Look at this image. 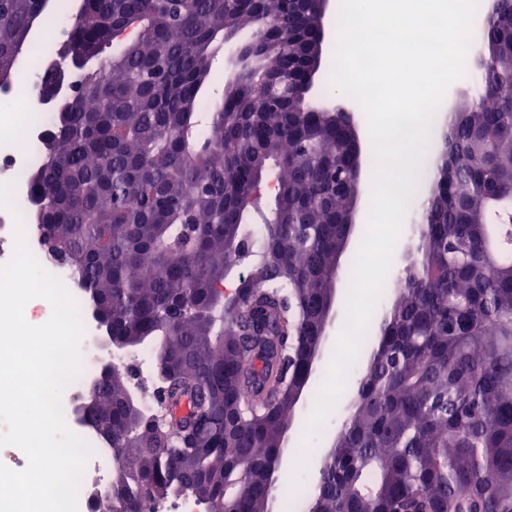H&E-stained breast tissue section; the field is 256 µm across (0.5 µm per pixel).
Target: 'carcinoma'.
Listing matches in <instances>:
<instances>
[{"label": "carcinoma", "instance_id": "obj_1", "mask_svg": "<svg viewBox=\"0 0 512 512\" xmlns=\"http://www.w3.org/2000/svg\"><path fill=\"white\" fill-rule=\"evenodd\" d=\"M48 0H0V87ZM60 53L81 61L31 177L44 237L112 337L149 344L160 414L97 377L84 409L119 457L109 512L152 488L268 512L285 436L309 388L359 191L334 112L307 99L321 60L311 0H83ZM494 92L459 110L416 189L419 258L363 340L351 411L303 512H512V249L491 250V196L512 197V0L487 19ZM246 61L199 131L213 42ZM119 42L117 55L105 50ZM274 208L259 209L267 163ZM249 261L232 293L231 269Z\"/></svg>", "mask_w": 512, "mask_h": 512}]
</instances>
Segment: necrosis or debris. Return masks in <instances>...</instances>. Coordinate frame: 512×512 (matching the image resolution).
<instances>
[{
    "mask_svg": "<svg viewBox=\"0 0 512 512\" xmlns=\"http://www.w3.org/2000/svg\"><path fill=\"white\" fill-rule=\"evenodd\" d=\"M58 22L50 40L43 45L42 68L28 72V91L21 92L7 87L0 90V182L14 185V197L21 214L20 220H13L11 214L0 210V263L7 261L13 250L15 222H22L28 247L41 266L58 277L70 296L76 301L86 346H93L99 329L85 302L84 292L77 274L70 268L46 258L43 248V233L34 220L35 204L30 192L32 173L41 162L40 146L51 127L49 118L52 107L38 95L47 70L58 62L55 51L57 41L64 38L73 12L72 0H53ZM94 379L91 365H83L82 372L64 391L62 410L67 427L81 438L91 449L85 476L84 488L78 495L77 512H90L89 487L106 486L116 460L108 443L93 429L81 423L74 414L75 407L82 401L86 390Z\"/></svg>",
    "mask_w": 512,
    "mask_h": 512,
    "instance_id": "1",
    "label": "necrosis or debris"
}]
</instances>
